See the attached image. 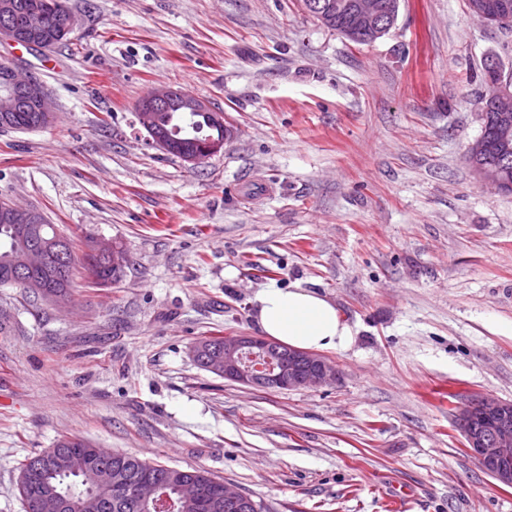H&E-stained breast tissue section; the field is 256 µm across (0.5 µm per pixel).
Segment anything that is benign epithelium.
<instances>
[{
  "label": "benign epithelium",
  "mask_w": 512,
  "mask_h": 512,
  "mask_svg": "<svg viewBox=\"0 0 512 512\" xmlns=\"http://www.w3.org/2000/svg\"><path fill=\"white\" fill-rule=\"evenodd\" d=\"M468 12L487 24L512 26V5L507 0H470ZM388 28L386 5L380 0H354L347 17V25L342 32L352 40L366 36L378 37ZM46 33L38 21L32 20L22 28L3 26L0 28V41L5 40L14 46L38 47ZM498 92L490 99L502 118L499 135L507 141L512 137V79L500 78L496 82ZM176 90L160 86L155 88L136 109L138 124L148 134L147 141L168 152L181 156L188 163L198 164L217 154L223 148L221 143H211L201 152H188L182 145L167 139L155 129V113L162 111L175 99ZM30 104L37 118L51 112L50 96L44 83L31 71L14 62L0 63V126L9 125L12 114L22 103ZM476 178L483 187L497 193L502 191L504 182L496 167L477 166ZM3 220L14 225L15 230L29 238L22 264L11 275V280L37 290L39 284L32 275L45 269L50 261L49 245L34 235L37 212L31 207L9 205V212ZM96 254L106 258L114 268H121L127 262L122 249L109 241H97ZM204 366L226 379L274 390H296L305 387H321L332 384L337 379L335 365L321 355L288 349V357L279 354L276 342L260 336L224 337V366L219 367L206 359L195 357ZM480 417L486 426V433L471 429L474 417ZM457 424L461 429L466 450L498 483L512 486V403L492 397L469 400L459 407ZM89 466L99 473L106 482L112 484L115 494L132 496L143 502L156 504L161 494V483L154 479L141 480L130 484L122 479L120 471L112 469V464L96 455L89 459ZM39 512H75L73 499L58 492H41L36 496Z\"/></svg>",
  "instance_id": "1"
}]
</instances>
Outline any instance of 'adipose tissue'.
Wrapping results in <instances>:
<instances>
[{
  "label": "adipose tissue",
  "mask_w": 512,
  "mask_h": 512,
  "mask_svg": "<svg viewBox=\"0 0 512 512\" xmlns=\"http://www.w3.org/2000/svg\"><path fill=\"white\" fill-rule=\"evenodd\" d=\"M253 318L265 336L299 350H345L354 341L353 330L336 305L301 287L259 290Z\"/></svg>",
  "instance_id": "1"
}]
</instances>
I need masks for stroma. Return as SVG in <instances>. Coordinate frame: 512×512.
<instances>
[{
	"label": "stroma",
	"mask_w": 512,
	"mask_h": 512,
	"mask_svg": "<svg viewBox=\"0 0 512 512\" xmlns=\"http://www.w3.org/2000/svg\"><path fill=\"white\" fill-rule=\"evenodd\" d=\"M67 3V45L0 43L54 104L48 128L0 131V195L128 262L108 288L76 273L67 310L0 286V512H24L20 464L73 436L271 512H389L396 494L402 512H512L454 425L470 396L512 402V196L465 161L512 29L466 0H400L368 45L300 0ZM160 84L223 113L221 152L193 165L139 139ZM268 286L352 327L324 353L335 384L264 390L193 361L202 338L258 335Z\"/></svg>",
	"instance_id": "35a3bbf8"
}]
</instances>
